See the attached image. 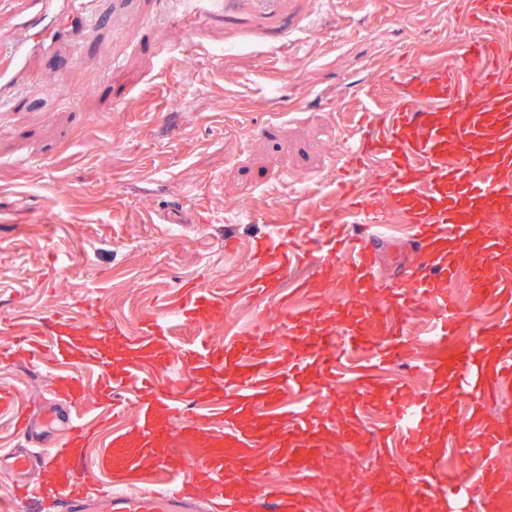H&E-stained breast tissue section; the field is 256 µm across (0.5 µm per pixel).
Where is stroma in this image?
Masks as SVG:
<instances>
[{
	"label": "stroma",
	"mask_w": 512,
	"mask_h": 512,
	"mask_svg": "<svg viewBox=\"0 0 512 512\" xmlns=\"http://www.w3.org/2000/svg\"><path fill=\"white\" fill-rule=\"evenodd\" d=\"M285 4L273 46L252 16L190 18L175 0H97V22L54 41L0 110V324L101 306L133 336L184 280L255 277L251 243L271 219L335 201L345 153L387 105L407 52L440 54L469 35L453 0ZM267 305L242 297L224 331L262 343ZM437 317L425 299L397 314L411 351L383 386L429 390L436 350L420 330ZM50 386V370L0 361V388L36 402ZM418 453L446 455L462 479L477 463L434 429Z\"/></svg>",
	"instance_id": "35a3bbf8"
}]
</instances>
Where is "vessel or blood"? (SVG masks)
<instances>
[{
  "label": "vessel or blood",
  "mask_w": 512,
  "mask_h": 512,
  "mask_svg": "<svg viewBox=\"0 0 512 512\" xmlns=\"http://www.w3.org/2000/svg\"><path fill=\"white\" fill-rule=\"evenodd\" d=\"M195 17L234 19L249 10L259 19L279 17L282 0H191ZM470 36L441 56L415 54L412 71L389 78L392 102L368 123L358 148L346 154L353 172L367 176L365 192L339 185L335 217H316L311 232L321 249L315 271L294 284L279 303L288 353L263 351L249 337L229 334L222 343L196 338L179 346L187 326L211 328L224 319L222 285L183 284L172 305L176 320L149 317L137 335L111 324L109 311L34 321L15 334L12 349L35 366L56 370L49 396L29 405L18 391L0 390V415L15 419L22 444L6 455V469L23 498L40 512H307L303 485L318 502L335 499L337 512H370L354 487L337 490L321 465L334 422L299 409L284 423V389L311 391L336 400L349 366L366 369L346 409L343 434L355 435L366 474L380 475L391 512H421L441 498L447 512H468L469 490L442 459L406 467L428 419L429 394L397 389L380 393L376 371L406 357L411 343L390 322L419 298L441 311L429 336L437 351L426 369L432 392L446 397L450 415L442 428L480 460L473 480L482 487L483 512H512V485L499 481V450L512 431L485 413L496 385L512 379V276L500 264L512 254V59L491 27L512 22V0H461ZM95 20L94 0H32L0 53V101H16L28 66L37 59L38 33L62 19ZM400 220L419 263L402 267L383 304L371 294L381 282L377 264L379 225ZM364 225L360 238L340 237L336 222ZM294 225L275 224L253 246L257 276L253 295L278 294L282 280L308 259L293 245ZM467 270L472 314L459 312L443 285ZM349 290L355 318L335 308L311 306L308 296ZM500 318L484 320L483 307ZM121 345L122 360L112 357ZM92 366L97 407L117 425L103 445L106 484L80 479L89 435L79 419L85 385L73 364ZM175 371L159 385L155 368ZM382 414L368 438L358 437L360 407ZM466 407L471 424L460 428L454 413ZM129 426H122L124 413ZM182 420L173 432L174 420ZM293 470L303 480L255 484L261 471ZM53 474L44 484L31 472Z\"/></svg>",
  "instance_id": "vessel-or-blood-1"
}]
</instances>
